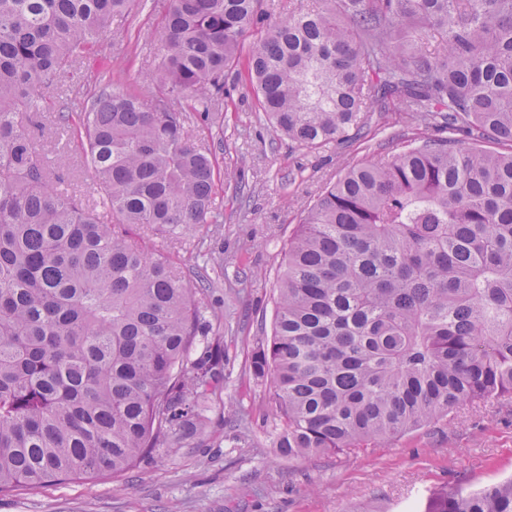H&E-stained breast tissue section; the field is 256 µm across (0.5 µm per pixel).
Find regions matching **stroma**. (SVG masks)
<instances>
[{
    "instance_id": "35a3bbf8",
    "label": "stroma",
    "mask_w": 512,
    "mask_h": 512,
    "mask_svg": "<svg viewBox=\"0 0 512 512\" xmlns=\"http://www.w3.org/2000/svg\"><path fill=\"white\" fill-rule=\"evenodd\" d=\"M164 5L140 0L122 44L104 37L84 67L46 93L36 146L48 162L57 160L59 101L84 91L90 73L111 71L117 90L154 99L146 76L160 59ZM224 90L222 126L207 130L194 113L185 117L197 141H224V221L153 240L179 261L205 314L197 347L214 339L224 347V380L207 402L202 433L118 475L17 486L0 493V512H426L435 492L511 476L512 399L463 407L364 451L288 460L269 446L270 382L254 377L251 361L271 333L277 276L304 207L347 163L394 153L431 130L393 109L373 114L362 136L311 152L266 123L244 79L226 75Z\"/></svg>"
}]
</instances>
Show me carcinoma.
Segmentation results:
<instances>
[{"label": "carcinoma", "instance_id": "cac0c4a2", "mask_svg": "<svg viewBox=\"0 0 512 512\" xmlns=\"http://www.w3.org/2000/svg\"><path fill=\"white\" fill-rule=\"evenodd\" d=\"M139 0H0V493L131 468L205 424L224 348L155 235L217 224L224 74L243 65L275 131L307 150L391 102L436 131L353 163L288 243L270 338L271 444L290 460L389 442L512 399V0H168L148 103L99 76L61 105L103 203L60 191L28 129L46 90ZM451 131L448 137L440 131ZM511 146L483 147L486 139ZM427 512H512V478Z\"/></svg>", "mask_w": 512, "mask_h": 512}]
</instances>
